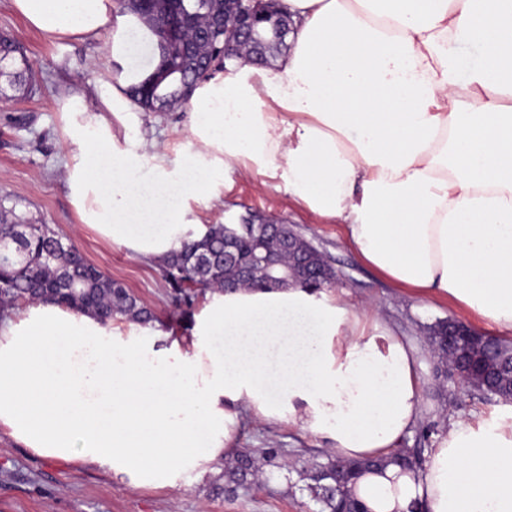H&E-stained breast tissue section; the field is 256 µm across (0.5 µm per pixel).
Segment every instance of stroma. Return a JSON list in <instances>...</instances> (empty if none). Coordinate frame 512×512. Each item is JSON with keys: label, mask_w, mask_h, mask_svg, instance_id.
Segmentation results:
<instances>
[{"label": "stroma", "mask_w": 512, "mask_h": 512, "mask_svg": "<svg viewBox=\"0 0 512 512\" xmlns=\"http://www.w3.org/2000/svg\"><path fill=\"white\" fill-rule=\"evenodd\" d=\"M1 33L24 47L31 64L28 80L35 92L21 102L0 98V196L21 200L27 222L48 225L70 238L92 264L125 282L151 308L157 323L189 333L193 319L176 305L158 266L135 259L124 246L84 229L68 197L64 173L68 147L61 137L57 99L64 92L85 87L102 61V42L49 43L14 14L10 0H0ZM188 121L183 106L150 112L145 117L147 128L175 160L184 156ZM192 209L204 226L232 223L246 213L292 225L326 255L335 272L336 288L344 290L354 304H371L415 344L423 363V413L419 430L403 439V447H423L421 431L425 428L437 434L453 423H491L512 415V404L484 398L474 389L444 380L427 335L430 325L444 319L465 322L491 336L498 335V327L448 301L395 287L355 257L342 225L298 206L284 190L258 176H232L219 203H196ZM267 447L281 449L285 468L227 499L216 493L222 482L217 474L173 490L140 491L114 484L96 472L38 458L1 434L0 512H320L321 506L309 489V475L315 465L326 462L324 451L294 428L249 423L242 431L239 451Z\"/></svg>", "instance_id": "stroma-1"}]
</instances>
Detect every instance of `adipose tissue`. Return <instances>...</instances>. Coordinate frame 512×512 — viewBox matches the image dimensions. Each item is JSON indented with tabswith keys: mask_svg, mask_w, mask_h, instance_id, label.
<instances>
[{
	"mask_svg": "<svg viewBox=\"0 0 512 512\" xmlns=\"http://www.w3.org/2000/svg\"><path fill=\"white\" fill-rule=\"evenodd\" d=\"M47 41H102L103 67L59 102L79 222L163 263L232 169L342 224L394 285L512 332V0H280L275 66L238 61L188 104L182 165L130 90L162 63L116 0H10ZM153 46L126 65L128 42ZM417 348L341 293L210 292L188 335L50 301L0 319V433L146 491L200 482L246 420L296 428L336 461H376L366 512H512V421L454 424L422 467L392 463L422 418Z\"/></svg>",
	"mask_w": 512,
	"mask_h": 512,
	"instance_id": "ef3b65f1",
	"label": "adipose tissue"
}]
</instances>
